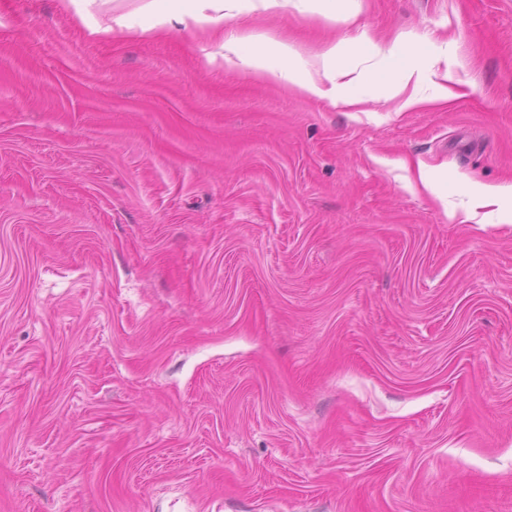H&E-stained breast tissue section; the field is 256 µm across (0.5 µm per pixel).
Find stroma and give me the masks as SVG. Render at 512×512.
<instances>
[{
	"label": "stroma",
	"mask_w": 512,
	"mask_h": 512,
	"mask_svg": "<svg viewBox=\"0 0 512 512\" xmlns=\"http://www.w3.org/2000/svg\"><path fill=\"white\" fill-rule=\"evenodd\" d=\"M141 2L0 0V512H512V199L449 216L512 184V0H224L359 73L453 35L457 99L363 112ZM66 9H72L82 20L90 34L101 31L95 12L102 6L112 3V0H61ZM471 196L475 206L489 207L503 198H512V184H477Z\"/></svg>",
	"instance_id": "obj_1"
}]
</instances>
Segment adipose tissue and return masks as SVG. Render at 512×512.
Listing matches in <instances>:
<instances>
[{"instance_id": "adipose-tissue-1", "label": "adipose tissue", "mask_w": 512, "mask_h": 512, "mask_svg": "<svg viewBox=\"0 0 512 512\" xmlns=\"http://www.w3.org/2000/svg\"><path fill=\"white\" fill-rule=\"evenodd\" d=\"M224 0H143L140 13L150 17L146 30L156 34L170 27H204L216 24ZM367 41L341 40L329 44L316 57L314 70L299 67L300 54L294 45L267 37L261 40L236 32L224 40L226 53L234 55L250 72L267 82L288 81L298 95L340 100L353 107L369 100L377 89L394 86L404 92V109L431 103H446L456 98L454 76L448 69L447 43H440L435 61L443 72L425 64L423 44L413 39L397 40L385 51L386 64L371 75L353 74L343 59L364 51ZM430 92H420V84Z\"/></svg>"}]
</instances>
